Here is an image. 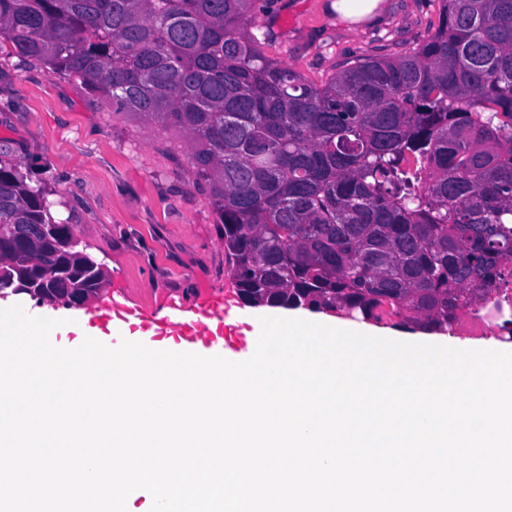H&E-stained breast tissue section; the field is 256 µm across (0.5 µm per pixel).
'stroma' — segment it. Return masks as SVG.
Wrapping results in <instances>:
<instances>
[{"mask_svg": "<svg viewBox=\"0 0 512 512\" xmlns=\"http://www.w3.org/2000/svg\"><path fill=\"white\" fill-rule=\"evenodd\" d=\"M332 0H255L250 34L267 54L307 81L322 85L341 66L394 54L434 32L440 0H383L380 20L353 27ZM0 155L18 164L31 184L46 185L54 220L70 224L81 248L105 278L85 306L66 307L26 294L0 295V309L70 324L106 316L113 301L152 310L176 294L223 300L236 320L225 325L230 351H245L253 324L272 307L244 303L224 255L209 190L199 184L181 134L113 112L80 82L40 63L0 57Z\"/></svg>", "mask_w": 512, "mask_h": 512, "instance_id": "stroma-1", "label": "stroma"}]
</instances>
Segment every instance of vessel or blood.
<instances>
[{"label":"vessel or blood","instance_id":"vessel-or-blood-1","mask_svg":"<svg viewBox=\"0 0 512 512\" xmlns=\"http://www.w3.org/2000/svg\"><path fill=\"white\" fill-rule=\"evenodd\" d=\"M181 305L169 302L164 312L150 310L137 312L128 309L121 302H113L109 320L112 335L105 344L114 348L123 339L128 338L132 322L146 324L152 331L155 341L173 339L176 345L186 350L202 347L211 351L224 348V304L221 301L206 298L196 300L193 305L194 316L185 320L181 317Z\"/></svg>","mask_w":512,"mask_h":512}]
</instances>
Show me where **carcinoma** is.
Segmentation results:
<instances>
[{
    "label": "carcinoma",
    "mask_w": 512,
    "mask_h": 512,
    "mask_svg": "<svg viewBox=\"0 0 512 512\" xmlns=\"http://www.w3.org/2000/svg\"><path fill=\"white\" fill-rule=\"evenodd\" d=\"M254 0H0V54L178 130L254 301L384 306L426 331L483 303L512 261V0H441L434 33L316 86L247 32ZM47 190L0 157V291L104 273Z\"/></svg>",
    "instance_id": "obj_1"
}]
</instances>
